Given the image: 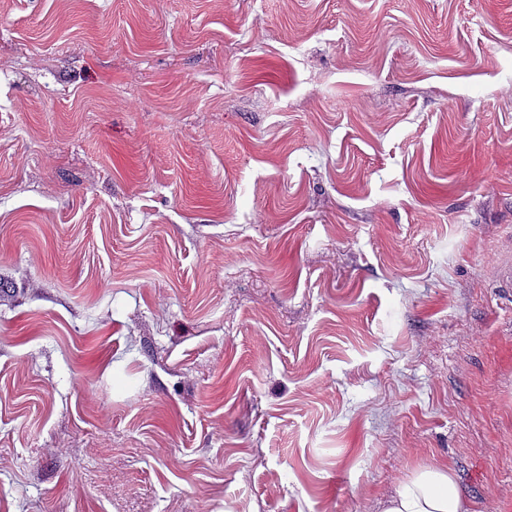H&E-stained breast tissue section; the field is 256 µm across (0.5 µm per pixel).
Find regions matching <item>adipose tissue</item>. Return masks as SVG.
I'll return each mask as SVG.
<instances>
[{"mask_svg":"<svg viewBox=\"0 0 512 512\" xmlns=\"http://www.w3.org/2000/svg\"><path fill=\"white\" fill-rule=\"evenodd\" d=\"M384 512H474L454 471L443 465H425L397 487Z\"/></svg>","mask_w":512,"mask_h":512,"instance_id":"obj_1","label":"adipose tissue"}]
</instances>
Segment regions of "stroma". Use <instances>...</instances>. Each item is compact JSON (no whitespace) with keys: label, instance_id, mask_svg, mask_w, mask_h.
<instances>
[{"label":"stroma","instance_id":"stroma-1","mask_svg":"<svg viewBox=\"0 0 512 512\" xmlns=\"http://www.w3.org/2000/svg\"><path fill=\"white\" fill-rule=\"evenodd\" d=\"M512 0H0V512H512ZM463 494L453 469L425 465L403 480L383 512H476Z\"/></svg>","mask_w":512,"mask_h":512}]
</instances>
